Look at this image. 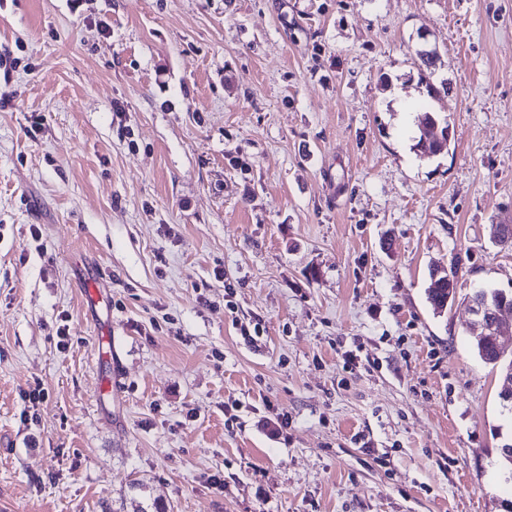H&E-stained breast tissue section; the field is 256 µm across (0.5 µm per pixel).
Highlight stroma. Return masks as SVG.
Returning <instances> with one entry per match:
<instances>
[{
	"label": "stroma",
	"instance_id": "stroma-1",
	"mask_svg": "<svg viewBox=\"0 0 512 512\" xmlns=\"http://www.w3.org/2000/svg\"><path fill=\"white\" fill-rule=\"evenodd\" d=\"M1 45L0 512H512V0H0ZM424 127L420 131L419 136V142L421 141H428L427 139L428 135L433 131L435 128V125L439 124V131H440V137L436 138L434 141L429 142L433 151L435 153H442L445 150L448 149V136H449V129H448V123L447 121L441 122L438 120V118L434 115V112H425V118H424ZM447 131V132H446ZM456 275L457 269L451 270L449 273L438 278L432 272L426 292L427 299L435 311L441 313L448 305L455 302ZM480 298L486 299L494 312L502 316L512 315V293L508 294L496 288H478L471 296L470 302L473 303ZM496 317L498 316H493L491 319L492 329L496 325ZM492 329L490 327H485V331L481 329L476 336H473L472 346L484 363L490 364L493 367H500L502 384L499 399L502 412L507 414L508 418L512 421V402L504 397L503 391L505 380L508 379L511 381L512 379V359H510L508 363H502L505 352L500 348L497 336Z\"/></svg>",
	"mask_w": 512,
	"mask_h": 512
}]
</instances>
